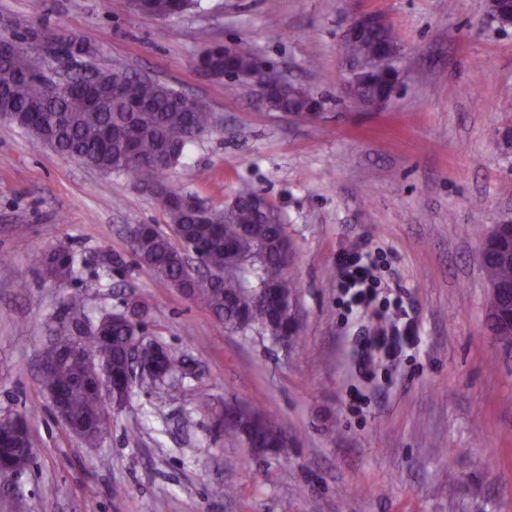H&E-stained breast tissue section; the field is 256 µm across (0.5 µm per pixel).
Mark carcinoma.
Listing matches in <instances>:
<instances>
[{"label":"carcinoma","mask_w":512,"mask_h":512,"mask_svg":"<svg viewBox=\"0 0 512 512\" xmlns=\"http://www.w3.org/2000/svg\"><path fill=\"white\" fill-rule=\"evenodd\" d=\"M131 9L152 19L181 14L200 6L199 0H129ZM10 37L22 47L0 58V90L7 92L14 104V125L33 141L63 157L71 158L104 174L118 172L133 182L152 185L182 163L193 139L209 131L215 116L195 97L175 88L125 70L98 69L99 105L91 99L81 82V75L71 76L68 87L48 92L43 78L45 57L25 45L23 33ZM396 33L388 27L344 41L352 62L369 67L350 101L357 108L390 95L393 70L391 54L382 46L395 47ZM255 53L248 44H240L230 54L215 46L202 62L224 71L229 78L252 68ZM277 105L285 110L302 111L316 103L304 88H288L276 94ZM173 202L165 207L169 224L163 230L155 224H141L133 234L131 250L138 262L151 269L186 297L207 309L229 330L253 331L277 342L297 339L300 327L280 313L298 293L293 273L280 278L271 291H264L265 271L287 263L294 265L296 256L290 249L284 224L279 220L263 221L251 198L252 190H243L232 206L212 208L205 218L186 211L174 200L184 195L178 188H168ZM195 250L201 264L211 272L229 271L209 288H197L193 276L185 269L184 249ZM44 273L60 284L73 279L82 258L69 250H56L39 258ZM487 279L512 282V260L487 255L482 260ZM133 322L103 315L91 321L85 314L83 299L69 295L63 304V316L84 336L81 356L63 358L54 350H45L41 382L50 392L62 394L66 419L83 428V440L98 444L104 432L96 420L114 403L125 404L131 390L122 382L133 372L130 351V324L144 328L147 308L137 299H129ZM106 353L112 372V391L104 395L96 387L102 364L97 354ZM144 372L135 381L139 388H156L182 372L185 361L181 352L147 345L139 351ZM218 426L224 434L240 438L264 453L280 444L276 421L267 415L242 406L232 417L222 413ZM30 442L28 423L8 414L0 416V437Z\"/></svg>","instance_id":"obj_1"}]
</instances>
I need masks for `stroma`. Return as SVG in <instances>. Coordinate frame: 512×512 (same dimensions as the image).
I'll list each match as a JSON object with an SVG mask.
<instances>
[{
	"mask_svg": "<svg viewBox=\"0 0 512 512\" xmlns=\"http://www.w3.org/2000/svg\"><path fill=\"white\" fill-rule=\"evenodd\" d=\"M159 22L128 0H0V18L68 33L98 66L151 76L219 120L167 184L221 209L243 189L279 210L296 254L298 341L224 329L138 263L127 230L166 227L155 189L106 176L0 123V415L29 421L33 448L0 512H512V351L490 333L482 240L512 212V30L486 0H201ZM397 31L405 70L391 101L358 110L341 92L347 20ZM249 43L268 70L319 100L310 119L260 108L253 85L196 70L208 48ZM382 252L381 285L348 304L336 260ZM85 267L60 285L39 254ZM90 318L150 310L149 339L184 351L190 373L133 389L99 444L62 424L40 382L69 294ZM402 301L421 341L361 367L376 313ZM268 412L286 448L254 454L216 426L225 404Z\"/></svg>",
	"mask_w": 512,
	"mask_h": 512,
	"instance_id": "35a3bbf8",
	"label": "stroma"
}]
</instances>
